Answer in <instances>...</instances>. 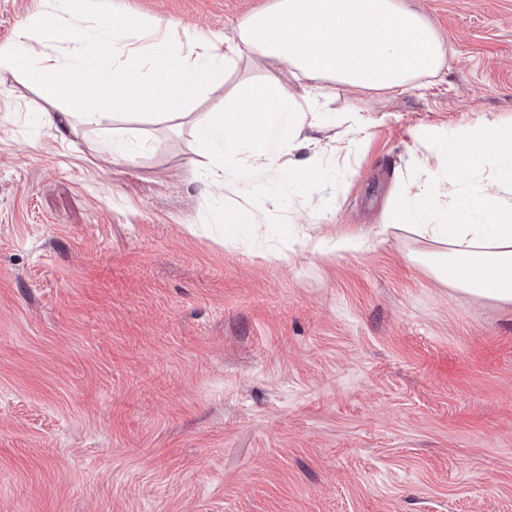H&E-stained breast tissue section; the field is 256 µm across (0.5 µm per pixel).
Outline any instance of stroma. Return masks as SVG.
Instances as JSON below:
<instances>
[{
    "mask_svg": "<svg viewBox=\"0 0 512 512\" xmlns=\"http://www.w3.org/2000/svg\"><path fill=\"white\" fill-rule=\"evenodd\" d=\"M272 0H93L230 34ZM451 49L396 98L337 87L323 140L363 115L319 188L225 241L188 127L137 112L54 134L0 75V512H512V305L452 290L433 243L376 233L409 159L512 124V0H403ZM243 65L195 103L245 83ZM137 128L159 146L115 160ZM357 239L336 257L268 249ZM102 148L113 159L130 160L146 148H155V143L135 130H112V139L101 142Z\"/></svg>",
    "mask_w": 512,
    "mask_h": 512,
    "instance_id": "1",
    "label": "stroma"
}]
</instances>
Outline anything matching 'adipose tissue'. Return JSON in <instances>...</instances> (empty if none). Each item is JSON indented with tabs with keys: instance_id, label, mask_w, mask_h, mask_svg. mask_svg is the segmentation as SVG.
Masks as SVG:
<instances>
[{
	"instance_id": "1",
	"label": "adipose tissue",
	"mask_w": 512,
	"mask_h": 512,
	"mask_svg": "<svg viewBox=\"0 0 512 512\" xmlns=\"http://www.w3.org/2000/svg\"><path fill=\"white\" fill-rule=\"evenodd\" d=\"M91 0H45L33 23L0 47V72L36 85L52 111L50 128H97L105 109L190 125L209 157L203 196L222 203L224 237L258 223L255 197L278 206L283 187L309 191L315 175L307 149L335 158L319 136L320 108L333 85L393 96L421 87L444 68L447 49L437 32L401 0H273L242 19L232 36L200 31L183 42L171 25L132 11L92 21ZM246 63L276 64L301 82L305 101L289 83L245 84L224 107L195 115V101L225 74ZM85 80L80 93L63 86L67 73ZM426 153L412 155L419 174L391 208L377 235L393 222L432 241L431 273L461 292L512 305V170L496 171L490 187L470 179L490 162L512 161V125L482 122L457 138L430 134ZM278 168L282 188L243 178L244 169Z\"/></svg>"
}]
</instances>
